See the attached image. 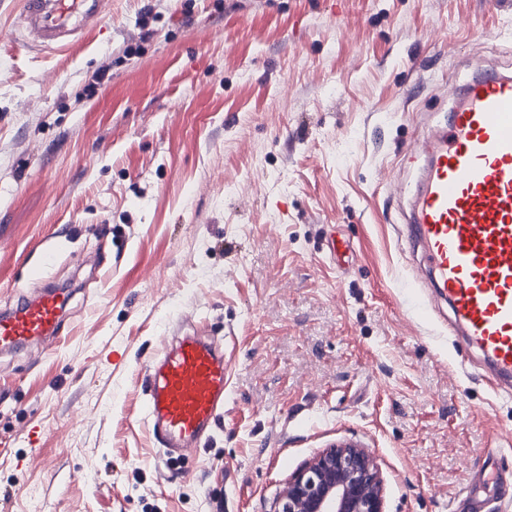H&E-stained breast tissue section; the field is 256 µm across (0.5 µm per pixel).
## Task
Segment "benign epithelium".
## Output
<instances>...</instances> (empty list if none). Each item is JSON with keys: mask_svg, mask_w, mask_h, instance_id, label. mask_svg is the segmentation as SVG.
<instances>
[{"mask_svg": "<svg viewBox=\"0 0 512 512\" xmlns=\"http://www.w3.org/2000/svg\"><path fill=\"white\" fill-rule=\"evenodd\" d=\"M384 493L382 472L369 449L333 445L289 479L278 512H384Z\"/></svg>", "mask_w": 512, "mask_h": 512, "instance_id": "7a95c632", "label": "benign epithelium"}]
</instances>
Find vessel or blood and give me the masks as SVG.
Returning a JSON list of instances; mask_svg holds the SVG:
<instances>
[{"mask_svg":"<svg viewBox=\"0 0 512 512\" xmlns=\"http://www.w3.org/2000/svg\"><path fill=\"white\" fill-rule=\"evenodd\" d=\"M94 18L98 0H23L28 33L68 44L73 14ZM450 124L410 145L426 164L402 235L421 255L419 274L447 302L450 328L476 350L496 381L512 385V76L476 64ZM69 289L52 287L0 310V352L59 336ZM223 350L196 335L177 338L149 363L143 410L167 463L179 466L224 409Z\"/></svg>","mask_w":512,"mask_h":512,"instance_id":"1","label":"vessel or blood"}]
</instances>
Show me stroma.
Here are the masks:
<instances>
[{
  "label": "stroma",
  "instance_id": "obj_1",
  "mask_svg": "<svg viewBox=\"0 0 512 512\" xmlns=\"http://www.w3.org/2000/svg\"><path fill=\"white\" fill-rule=\"evenodd\" d=\"M19 13L0 0V308L73 294L57 345L0 354V512H277L342 443L385 512H456L489 463L485 512H512V397L400 235L404 150L470 60L512 71V0H108L56 50ZM192 333L230 381L170 471L141 378Z\"/></svg>",
  "mask_w": 512,
  "mask_h": 512
}]
</instances>
